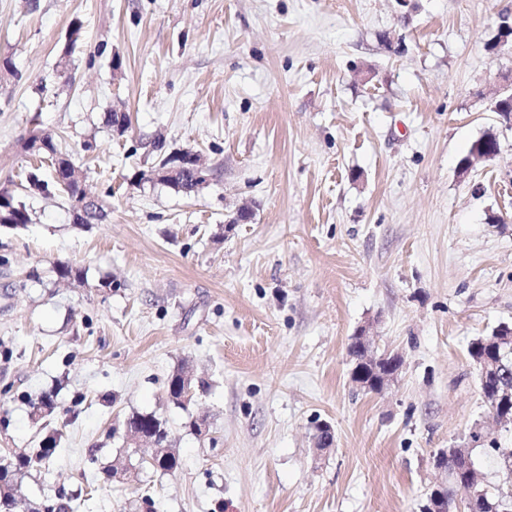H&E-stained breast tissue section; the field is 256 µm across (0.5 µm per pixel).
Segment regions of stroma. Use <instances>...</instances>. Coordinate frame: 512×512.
Masks as SVG:
<instances>
[{"instance_id": "obj_1", "label": "stroma", "mask_w": 512, "mask_h": 512, "mask_svg": "<svg viewBox=\"0 0 512 512\" xmlns=\"http://www.w3.org/2000/svg\"><path fill=\"white\" fill-rule=\"evenodd\" d=\"M505 22L512 0H0V184L33 212L0 227V459L37 450L32 406L57 396L56 467L30 469L21 512L58 491L78 512H421L448 480L436 453L473 428L483 484L503 483L512 424L468 347L512 325V129L493 110L512 47L488 48ZM36 121L103 222L25 189ZM489 130L498 155L460 177ZM157 139L209 181H152ZM367 325L403 359L380 394L350 375ZM184 363L204 387L180 406ZM134 413L166 421L178 470L139 469L112 432Z\"/></svg>"}]
</instances>
